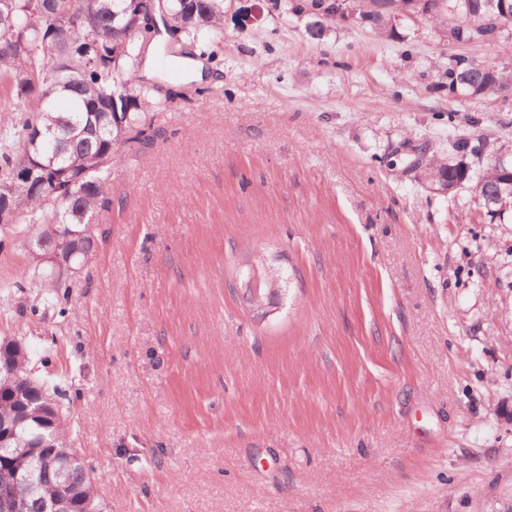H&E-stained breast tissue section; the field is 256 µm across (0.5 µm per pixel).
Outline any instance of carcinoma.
<instances>
[{
	"label": "carcinoma",
	"mask_w": 512,
	"mask_h": 512,
	"mask_svg": "<svg viewBox=\"0 0 512 512\" xmlns=\"http://www.w3.org/2000/svg\"><path fill=\"white\" fill-rule=\"evenodd\" d=\"M491 0H288V13L310 15V36L344 23L351 7L364 25L392 39L414 27L407 12L440 27L455 45L491 42L512 32V21ZM166 30L197 43L223 32V0H169ZM0 78L20 102L35 103L33 115L0 129V201L16 224H41L43 243L68 236L67 256L77 265L90 249L85 225L112 205V154L124 144L152 139L148 114L164 110L155 88L138 71L151 46L155 23L138 0H0ZM448 94L461 100L512 96V70L452 55L444 71ZM450 154L423 165L422 178L453 196L471 179L487 215L503 219L501 190L512 182V163L501 164L471 138L449 144ZM482 163L473 170V161ZM33 283L53 301L65 281L54 265L33 272ZM28 350L0 346V484L14 496L0 497V512H45V504L71 490L76 500L98 499L84 458L62 461L50 449L68 427L49 428L38 408L42 383L25 385Z\"/></svg>",
	"instance_id": "obj_1"
}]
</instances>
